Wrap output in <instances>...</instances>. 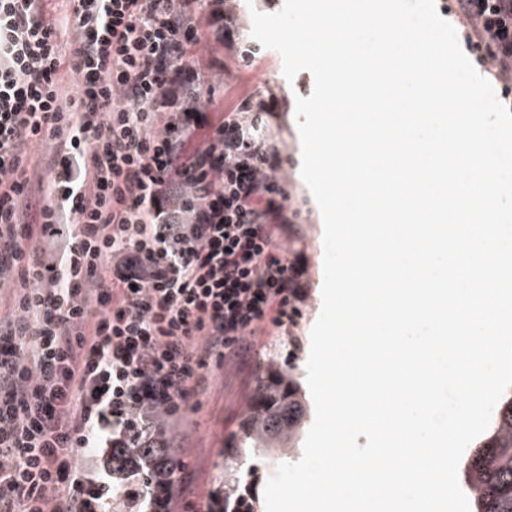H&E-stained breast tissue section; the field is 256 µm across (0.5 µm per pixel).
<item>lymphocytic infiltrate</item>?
Listing matches in <instances>:
<instances>
[{"mask_svg": "<svg viewBox=\"0 0 512 512\" xmlns=\"http://www.w3.org/2000/svg\"><path fill=\"white\" fill-rule=\"evenodd\" d=\"M70 2L0 0V512H171L172 481L114 488L94 451L170 447L249 337L297 323L279 237L299 214L266 106L205 117L204 65L183 62L202 0ZM452 8L512 96V0ZM30 143L51 151L44 195Z\"/></svg>", "mask_w": 512, "mask_h": 512, "instance_id": "obj_1", "label": "lymphocytic infiltrate"}]
</instances>
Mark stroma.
<instances>
[{"instance_id": "obj_1", "label": "stroma", "mask_w": 512, "mask_h": 512, "mask_svg": "<svg viewBox=\"0 0 512 512\" xmlns=\"http://www.w3.org/2000/svg\"><path fill=\"white\" fill-rule=\"evenodd\" d=\"M201 40L189 45L190 60L213 61L200 88L211 106L208 115L219 119L222 112L237 111L249 96L268 103L270 136L281 150L279 181L294 206L302 211L301 223L292 225L280 241L289 256H301L306 266L302 283L307 291L303 317L298 325L280 336L253 342L250 352L236 364L226 366L199 397V404L173 428L177 447L173 478L187 487L174 502V512H208L215 499L224 496V458L237 449L246 415L256 406L257 386L267 370H279L298 384L306 382L310 332L322 308L323 220L313 196L301 177V142L295 115L296 97H309L314 78L303 71L286 80L279 54L260 48L255 63L225 48L223 34L208 20H200Z\"/></svg>"}]
</instances>
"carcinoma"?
Returning a JSON list of instances; mask_svg holds the SVG:
<instances>
[{
  "instance_id": "obj_1",
  "label": "carcinoma",
  "mask_w": 512,
  "mask_h": 512,
  "mask_svg": "<svg viewBox=\"0 0 512 512\" xmlns=\"http://www.w3.org/2000/svg\"><path fill=\"white\" fill-rule=\"evenodd\" d=\"M305 418L295 388L272 373L263 378L257 409L241 437V454L224 461V501L235 492L237 473L246 464V453L274 458L294 447ZM151 448H124L125 465L141 464ZM471 512H512V392L505 391L493 409V426L470 446L464 466Z\"/></svg>"
}]
</instances>
